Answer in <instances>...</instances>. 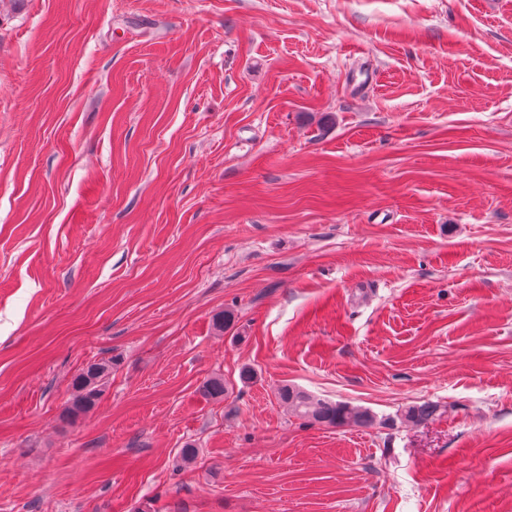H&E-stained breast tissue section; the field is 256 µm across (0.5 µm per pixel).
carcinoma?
Instances as JSON below:
<instances>
[{
    "instance_id": "obj_1",
    "label": "carcinoma",
    "mask_w": 512,
    "mask_h": 512,
    "mask_svg": "<svg viewBox=\"0 0 512 512\" xmlns=\"http://www.w3.org/2000/svg\"><path fill=\"white\" fill-rule=\"evenodd\" d=\"M112 372V362L92 363L72 380L74 395L65 408L63 417L74 421L93 410ZM203 394L210 399L224 397V378L213 376L202 386ZM277 398L295 416L311 423L330 427H371L380 422L394 424L391 418L378 420L369 409L352 405L346 401H331L318 398L292 384H283L277 389ZM439 411L436 404L423 402L404 408L399 419L405 424L419 425L433 419Z\"/></svg>"
}]
</instances>
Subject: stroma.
I'll return each mask as SVG.
<instances>
[{
	"mask_svg": "<svg viewBox=\"0 0 512 512\" xmlns=\"http://www.w3.org/2000/svg\"><path fill=\"white\" fill-rule=\"evenodd\" d=\"M1 87L0 512H512V0H0ZM111 372V361H104L92 363L77 374L72 380L74 395L65 408L63 417L69 421H75L93 410ZM277 398L295 416L311 424L330 427H371L379 424L393 425L394 420H378L369 409L346 401H331L318 398L292 384H283L277 389ZM438 411V406L431 402L413 404L401 411L399 419L405 424L419 425L432 420Z\"/></svg>",
	"mask_w": 512,
	"mask_h": 512,
	"instance_id": "obj_1",
	"label": "stroma"
}]
</instances>
